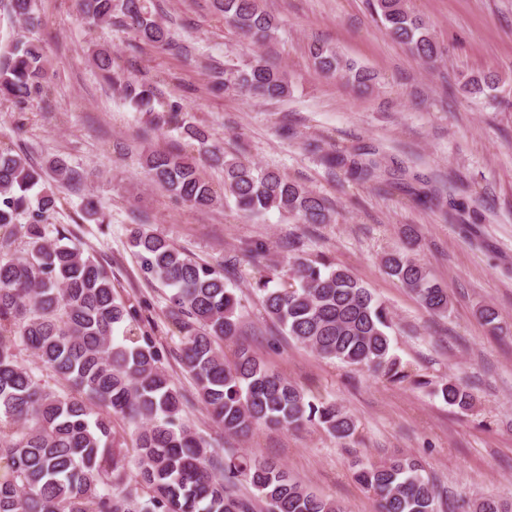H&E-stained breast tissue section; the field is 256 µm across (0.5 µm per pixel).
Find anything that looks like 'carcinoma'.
Wrapping results in <instances>:
<instances>
[{"label":"carcinoma","mask_w":512,"mask_h":512,"mask_svg":"<svg viewBox=\"0 0 512 512\" xmlns=\"http://www.w3.org/2000/svg\"><path fill=\"white\" fill-rule=\"evenodd\" d=\"M88 25L109 22L114 12L139 37L157 47L172 46L168 31L145 0H77ZM9 12L33 22L32 0H7ZM224 20L256 42L269 37L274 17L259 0H214ZM373 15L399 42L425 62L438 51L427 25L405 0H370ZM316 68L342 74L359 88L369 72L343 61L321 45L310 48ZM95 67L115 78L118 57L107 48L93 52ZM48 60L35 40L16 43L0 56V100L24 110L46 89ZM499 77H467L463 90L483 94L499 88ZM263 99L288 96L286 73L259 57L243 69L224 71V88ZM126 100L139 112H154L155 94L136 81L123 84ZM224 167V197L249 214L276 209L298 224H326L324 200L284 175L207 150ZM145 168L152 182L195 209L219 202L195 160L179 151L152 152ZM376 163L352 162L359 180L374 177ZM70 186L82 174L56 157L36 166L29 158L0 148V512H254L239 486L254 490L265 512H345L294 481L277 463L250 455L224 456L186 420L185 396L162 368V352L147 331H134L135 306L115 290L112 273L65 230L47 237L46 221L58 203L52 190L32 199L46 176ZM83 220L102 224L105 213L89 200ZM21 235L26 249L12 251ZM133 254L144 271L172 288L168 318L180 335L179 357L192 376L211 419L224 434L247 437L260 427L317 426L344 444L356 420L335 402L309 396L297 384L270 371L236 343L241 302L227 287L228 264L200 263L166 238L139 224L130 233ZM412 242L386 254L387 275L413 293L433 315L448 312V289L413 257ZM288 281L271 288L261 274L256 290L266 314L297 342L319 356L365 367L391 382L412 377L392 352L386 308L347 269L323 258L288 260ZM123 330L117 338L114 332ZM30 350L62 382L53 390L19 361L15 341ZM434 393L462 412L474 396L460 381L429 380ZM135 428L131 442L112 431V419ZM137 465L135 485L128 482ZM354 480L371 492L376 512H440L439 495L421 463L395 458L358 465ZM472 512H512V501L486 496Z\"/></svg>","instance_id":"carcinoma-1"}]
</instances>
